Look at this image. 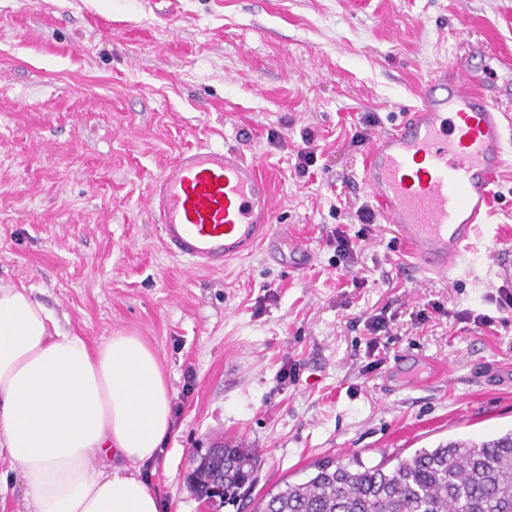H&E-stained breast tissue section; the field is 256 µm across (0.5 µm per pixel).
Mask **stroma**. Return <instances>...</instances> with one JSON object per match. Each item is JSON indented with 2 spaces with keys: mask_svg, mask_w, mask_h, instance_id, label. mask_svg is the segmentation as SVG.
I'll return each mask as SVG.
<instances>
[{
  "mask_svg": "<svg viewBox=\"0 0 512 512\" xmlns=\"http://www.w3.org/2000/svg\"><path fill=\"white\" fill-rule=\"evenodd\" d=\"M475 41L512 55V0H0V283L90 342L157 351L173 430L151 483L168 512H207L187 475L217 441L260 450L258 496L325 456L372 466L512 428V312L493 302L512 139L455 272L410 270L393 225L356 216L375 200L354 132L391 127ZM305 130L319 151L301 177ZM199 144L256 161L277 223L313 252L304 269L281 261L285 237L206 272L162 247L151 184ZM340 224L362 235L348 264ZM430 364L448 378L426 380Z\"/></svg>",
  "mask_w": 512,
  "mask_h": 512,
  "instance_id": "obj_1",
  "label": "stroma"
}]
</instances>
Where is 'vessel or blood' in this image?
<instances>
[{"instance_id":"obj_1","label":"vessel or blood","mask_w":512,"mask_h":512,"mask_svg":"<svg viewBox=\"0 0 512 512\" xmlns=\"http://www.w3.org/2000/svg\"><path fill=\"white\" fill-rule=\"evenodd\" d=\"M512 86L433 72L417 106L375 135L362 182L414 269L455 270L482 223L504 162ZM148 206L170 254L214 270L277 237L271 187L233 148L183 151L154 182Z\"/></svg>"}]
</instances>
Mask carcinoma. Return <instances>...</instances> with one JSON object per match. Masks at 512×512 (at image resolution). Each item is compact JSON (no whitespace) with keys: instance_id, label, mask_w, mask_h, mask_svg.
Returning a JSON list of instances; mask_svg holds the SVG:
<instances>
[{"instance_id":"1","label":"carcinoma","mask_w":512,"mask_h":512,"mask_svg":"<svg viewBox=\"0 0 512 512\" xmlns=\"http://www.w3.org/2000/svg\"><path fill=\"white\" fill-rule=\"evenodd\" d=\"M261 455L224 442L194 458L189 484L210 507L250 497ZM300 483L263 495L253 512H512V429L491 439H456L368 467L333 457L307 465Z\"/></svg>"}]
</instances>
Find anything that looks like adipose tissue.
<instances>
[{
    "label": "adipose tissue",
    "instance_id": "1",
    "mask_svg": "<svg viewBox=\"0 0 512 512\" xmlns=\"http://www.w3.org/2000/svg\"><path fill=\"white\" fill-rule=\"evenodd\" d=\"M171 400L141 337L90 345L25 288L0 285V456L13 467L0 496L17 483L28 512H167L142 470L170 435Z\"/></svg>",
    "mask_w": 512,
    "mask_h": 512
}]
</instances>
